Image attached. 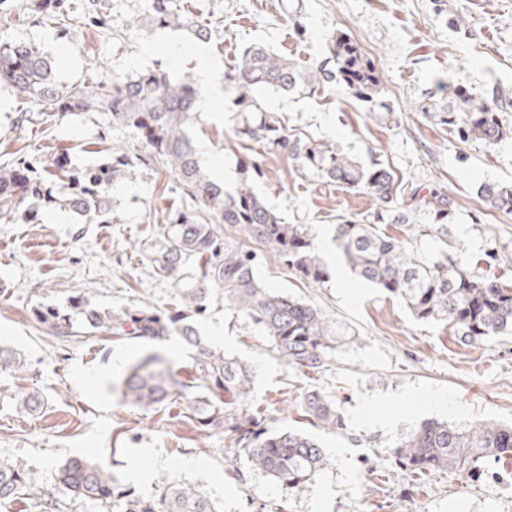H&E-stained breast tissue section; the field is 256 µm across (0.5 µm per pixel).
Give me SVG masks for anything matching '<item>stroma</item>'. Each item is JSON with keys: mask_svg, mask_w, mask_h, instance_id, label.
Masks as SVG:
<instances>
[{"mask_svg": "<svg viewBox=\"0 0 512 512\" xmlns=\"http://www.w3.org/2000/svg\"><path fill=\"white\" fill-rule=\"evenodd\" d=\"M102 3L103 24L66 29L39 10L38 0H5L0 7L10 21L0 42L34 43L53 58L59 82L78 85L95 68L112 76L161 68L193 77L194 52L202 46L225 70L254 44L314 67L328 54L329 36L347 33L381 73L379 94L391 119L336 83L311 95L265 93L269 111L289 132L391 167L411 223L431 221L416 198L447 193V243L421 237L412 243L415 253L433 261L448 245L475 275L512 283V211L491 206L478 192L484 183L512 185V137L491 146L464 142L419 110L439 86L463 88L474 100L497 101L501 120L512 126V0H182L211 28L204 45L189 29L143 21L144 0ZM168 42L179 45V57L165 51ZM151 43L156 51L145 53ZM234 116L227 96L214 111L193 113L189 134L199 152L230 170L229 189L241 178L239 158L256 157L262 173L251 181L254 191L286 223L305 225L329 274L323 287H311L258 244V278L315 305L326 321L351 333L324 368L309 372L278 359L264 331L225 309L222 294H213L196 328L207 339L220 328L225 354L254 370L251 405L263 412L265 428L311 434L329 458L326 468L307 491L291 494L250 470L223 436L185 421L178 408L125 404L121 382L145 355L158 353L177 368L190 364L191 352L178 338L155 347L134 340L72 346L41 332L34 307H58L75 295L115 310L143 300L165 307L197 278V263L168 279L154 274L143 256L181 199L174 175L141 165L118 175L107 224H79L72 214L59 219L51 212L27 224L0 211V340L30 368L22 379L0 374V460L21 462L33 483L51 485L67 459L96 457L110 462L135 494H154L165 481L189 483L223 504L224 512H512V485L488 476L407 474L392 458L396 446L430 420L460 428L481 421L512 425V334L462 342L443 325L417 321L397 297L356 280L336 253L333 226L342 216L362 218L373 199L241 141ZM140 150L135 130L111 113L77 112L45 122L0 87V165L62 151L85 168L115 151L133 157ZM34 389L45 405L28 412L19 398ZM311 390L335 402L341 429L325 431L299 415L300 399Z\"/></svg>", "mask_w": 512, "mask_h": 512, "instance_id": "1", "label": "stroma"}]
</instances>
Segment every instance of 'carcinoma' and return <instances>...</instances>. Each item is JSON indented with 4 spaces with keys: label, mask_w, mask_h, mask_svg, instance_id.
<instances>
[{
    "label": "carcinoma",
    "mask_w": 512,
    "mask_h": 512,
    "mask_svg": "<svg viewBox=\"0 0 512 512\" xmlns=\"http://www.w3.org/2000/svg\"><path fill=\"white\" fill-rule=\"evenodd\" d=\"M145 18L160 25L172 23L193 31L205 41L208 26L195 20L177 0H146ZM344 83L356 96L374 99L380 80L374 62L343 32L328 39L327 63L303 68L266 47H245L224 72L242 117L238 135L262 143L295 161L306 173L345 190L365 192L374 208L360 221L340 217L333 241L343 262L362 281L400 298L413 317L442 323L448 331L474 343L512 331V286L481 278L443 249L429 262L410 250L411 240L428 236L448 244V210L443 192L420 198L433 213L432 224L409 223L408 212L395 201V173L379 163L365 165L324 143L303 139L264 106L262 93L308 92L333 81ZM0 83L20 98H30L49 117L69 112L104 111L112 120L135 128L144 151L138 164L176 176L186 205L160 225V239L145 256L160 277L169 278L181 264L195 260L201 273L183 289L172 308L149 303L119 311L101 309L81 295L64 307H35L32 314L41 331L67 345L91 340H137L162 344L181 338L192 351L189 371L173 368L163 356L151 353L132 365L121 385L122 401L143 410L177 404L185 417L203 432L222 433L231 440L249 468L272 477L291 494L308 488L327 462L323 448L298 430L270 432L262 418L246 408L253 389L252 368L202 339L196 317L207 309L213 291L224 294V307L260 326L270 347L284 364L299 370H320L336 349L341 327H332L320 309L266 287L256 276V254L245 243L256 242L278 255L299 277L314 285L329 275L313 239L301 224H287L250 185L261 174L258 161L242 160L240 186L228 192L202 170L198 149L185 127L195 111L199 88L188 76L171 77L150 69L134 77L95 75L83 85H63L54 64L27 41L0 42ZM442 125L458 130L461 138L494 145L512 133L489 104L466 109L448 101L434 113ZM130 166L125 154L91 169L70 167L64 152L20 158L0 167V204L17 206L18 216L34 221L55 205L67 208L82 224H105L111 211L109 190L115 173ZM481 196L499 208L512 207V186L484 184ZM406 226L407 238L394 237L382 225ZM0 372H28L24 356L0 345ZM301 412L323 430L336 431L342 418L329 397L312 390L300 402ZM394 463L413 474L450 471L478 480L492 464L512 459V426L481 422L461 430L431 421L413 432L394 450ZM73 502L90 504L101 512H224L209 495L188 483H165L151 496H138L126 487L110 463L73 457L58 467L57 483L31 482L20 462L0 461V502L19 497L40 512H63L58 489Z\"/></svg>",
    "instance_id": "cac0c4a2"
}]
</instances>
